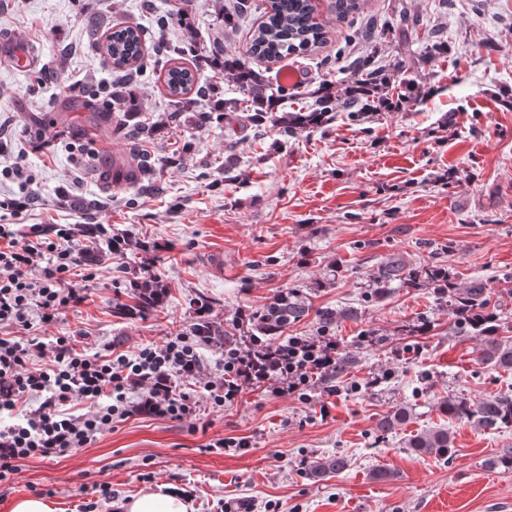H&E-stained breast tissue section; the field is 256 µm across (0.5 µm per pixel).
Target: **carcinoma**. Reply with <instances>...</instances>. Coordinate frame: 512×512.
<instances>
[{
	"label": "carcinoma",
	"instance_id": "obj_1",
	"mask_svg": "<svg viewBox=\"0 0 512 512\" xmlns=\"http://www.w3.org/2000/svg\"><path fill=\"white\" fill-rule=\"evenodd\" d=\"M189 2L182 0L176 12L163 15L156 21L153 37L157 46L165 42L167 28L173 23L188 24ZM251 8L249 0H242L237 9L227 11L219 5L218 14L224 26L238 24L245 11ZM85 30L92 47L103 51L112 60V69L119 73L141 70L149 62L146 54L148 31L139 25L113 27L108 36H103L102 22L95 15L85 18ZM328 40L324 25L315 21L309 0H268L264 21L254 31L250 46L237 55L223 50L210 49L209 63L219 80H228L242 94L240 98L224 100L223 108L203 107L205 90L195 83L194 71L172 66L167 70L165 85L168 94L183 111L197 113L202 124L213 121L229 122L245 118L248 125L257 130L270 124L279 136L288 138L300 129H318L335 118L337 106L348 112V118L358 121L368 112H395L408 107L416 100L410 85L392 91L391 76L406 73L425 63L434 53L448 51V45L434 43L423 55L401 56L389 67L375 64V52L371 51L357 59L349 67L352 80L335 86L326 84L307 92L312 104L302 112L263 111L258 106L269 103L278 106L288 99L294 88L282 84L272 87L266 76L255 69L250 59L265 63H277L291 54H309ZM112 111L123 113L126 122L144 139L151 138L153 129L140 123L143 108L129 84L116 82L112 85ZM156 165L146 149H138L130 155L125 169V178L152 191L160 190L155 180ZM400 288H429L448 306L454 332L462 336H473L479 340V359L496 369L512 370V336H502L501 309L491 304L487 285L481 280L460 284L449 273L446 265L432 261L411 264L400 256L392 255L380 263L373 272L366 298L379 301L393 286ZM162 285L155 276H146L133 291V303L118 302L115 311L119 314L136 311L147 314L156 310L161 302ZM310 306L298 292L290 290L273 298L254 316V330L261 336H280L288 326L305 319ZM195 330L208 341L216 343L224 339V328L200 317ZM440 410L448 419L466 420L482 430H498L512 427V393H499L478 401L463 396H450L440 403ZM408 408L393 409L380 423L384 431L391 430L409 420ZM408 447L418 454L431 452L448 453L454 447L453 432L446 425H439L416 433L408 440ZM347 466L343 456L320 458L312 462L310 473L316 477L338 474Z\"/></svg>",
	"mask_w": 512,
	"mask_h": 512
}]
</instances>
